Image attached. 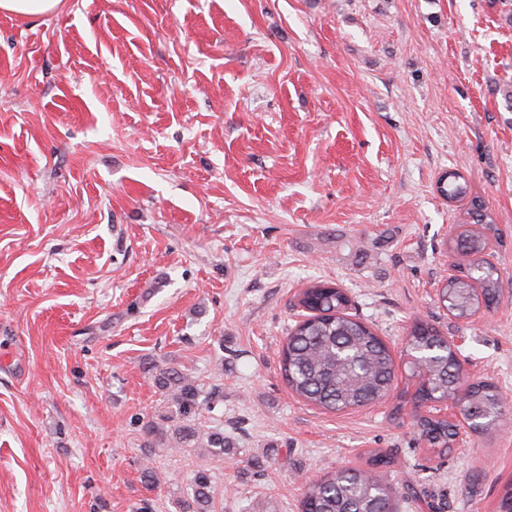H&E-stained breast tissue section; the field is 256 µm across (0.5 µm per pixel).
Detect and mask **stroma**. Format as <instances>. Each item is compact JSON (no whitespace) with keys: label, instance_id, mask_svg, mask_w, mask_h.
Here are the masks:
<instances>
[{"label":"stroma","instance_id":"stroma-1","mask_svg":"<svg viewBox=\"0 0 512 512\" xmlns=\"http://www.w3.org/2000/svg\"><path fill=\"white\" fill-rule=\"evenodd\" d=\"M512 0H60L0 12V512H301L394 454L398 512H498L512 420L431 456L413 405L304 403L279 352L312 280L400 353L423 319L512 404ZM502 298L435 290L468 201ZM215 392L223 456L153 444L154 369ZM153 465L156 487L143 470ZM60 0H1L0 11L33 16L53 11ZM439 184V192L452 202L462 200L471 194L470 183L461 174L459 175V178L450 177L443 182L441 179ZM192 501L196 510L192 512H213L214 496L211 476L206 471H197L191 480Z\"/></svg>","mask_w":512,"mask_h":512}]
</instances>
